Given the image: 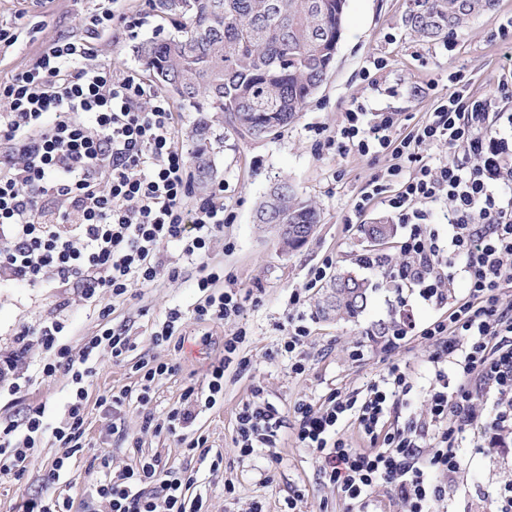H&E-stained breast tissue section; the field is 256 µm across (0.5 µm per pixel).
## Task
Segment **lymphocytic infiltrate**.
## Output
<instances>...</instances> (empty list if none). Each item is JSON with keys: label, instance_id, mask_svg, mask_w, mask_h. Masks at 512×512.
<instances>
[{"label": "lymphocytic infiltrate", "instance_id": "1", "mask_svg": "<svg viewBox=\"0 0 512 512\" xmlns=\"http://www.w3.org/2000/svg\"><path fill=\"white\" fill-rule=\"evenodd\" d=\"M126 32L141 19L124 0H97L76 39L60 38L25 70L0 83V282L30 287L79 288L80 298L97 306L104 323L80 350L63 338L66 323L54 319L35 338L43 355L42 375L64 373L70 399L60 421L45 420V405H29L16 419L0 422V472L22 476L44 437L63 452L45 475L46 487L70 477V459L83 448L88 387L98 373L100 352L123 361L133 344L112 325V301L131 288L153 287L162 274L161 244L174 241L183 258L201 272L200 321L221 323L238 317L236 291L217 290L223 270L211 268L209 251L224 230L223 185H215L195 207L189 157L177 145L178 126L169 98L145 84L136 71H119L98 58V43L114 26ZM451 88L414 132L396 134L394 113L368 118L363 106L347 111L340 152L386 154L384 170L356 197L352 213L362 216L381 201L406 233L399 244L405 262L396 278L418 288L423 299L454 306L446 320L422 329L432 340L436 382L422 394L424 422L389 427L392 410L413 391L406 371L390 364L364 395L331 392L323 401L299 399L293 406L295 439L316 454L321 474L337 496L358 512H374L383 488L406 512H443L449 478L461 467V446L477 433L494 451L512 440V113L499 127L489 118L496 101L475 99L463 71L449 74ZM446 144L452 161L435 163L420 149ZM448 227L440 240L435 223ZM467 294L453 299L457 278ZM237 331L224 339V355L212 364L204 385L189 384L181 401L162 421L145 416V426L176 437L210 471L222 455H208L206 438L193 425L202 410L224 394L228 369L243 372L250 360ZM136 389L121 388L99 398L112 413L114 441L128 438L125 417L133 403L151 398L156 380L171 372L166 363L140 359ZM254 388L235 418L233 441L240 456L276 447L284 419ZM349 420L372 442L351 447L339 433ZM431 454H424L425 445ZM196 471L155 458L120 471L103 468L87 485L84 506L98 512H202Z\"/></svg>", "mask_w": 512, "mask_h": 512}]
</instances>
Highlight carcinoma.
Masks as SVG:
<instances>
[{"instance_id":"cac0c4a2","label":"carcinoma","mask_w":512,"mask_h":512,"mask_svg":"<svg viewBox=\"0 0 512 512\" xmlns=\"http://www.w3.org/2000/svg\"><path fill=\"white\" fill-rule=\"evenodd\" d=\"M177 33L140 44L137 54L153 80L198 113L192 131V177L205 185L214 174L211 125L252 139L288 127L304 111L331 71L346 0H152ZM489 0H412L405 27L425 42L446 40L489 12ZM276 206L263 197L255 212L290 224H317L316 207L286 180L277 182ZM364 281L340 274L316 303L322 318L362 313Z\"/></svg>"}]
</instances>
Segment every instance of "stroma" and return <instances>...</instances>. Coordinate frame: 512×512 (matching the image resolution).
<instances>
[{"instance_id": "35a3bbf8", "label": "stroma", "mask_w": 512, "mask_h": 512, "mask_svg": "<svg viewBox=\"0 0 512 512\" xmlns=\"http://www.w3.org/2000/svg\"><path fill=\"white\" fill-rule=\"evenodd\" d=\"M409 6L410 0H347L329 78L300 118L280 135L248 139L225 129L221 121H213L216 178L224 183L229 222L223 237L212 244L209 263L223 269V285L238 291L242 311L223 324L196 320L192 310L199 298L196 280L200 273L196 266L179 261L174 244L161 245L162 259L176 263L178 277L164 276L153 287L132 288L123 300L113 303L111 319L113 324H125L137 353L175 365L176 370L158 381L148 404L133 405L126 417L129 439L119 446L108 434L111 419L97 400L111 390L134 385L137 375L131 361L116 363L110 353H102L98 374L88 388L86 446L72 457L75 479L64 489L73 503L72 512H84L85 484L97 475L99 456L106 452L118 469L135 465L141 457L155 456L163 463L196 470L198 489L209 512H247L255 500L263 503L266 512H280L284 497L298 489L304 497L297 512H349L321 478L318 458L298 448L292 429L282 432L275 450L279 461L272 464L263 453L240 457L232 439L233 424L256 385L263 386L265 397L285 413L301 398L319 400L333 389L365 390L394 362L405 368L415 387L427 385L433 376V345L421 331L446 318L447 306L423 300L418 289L397 287L390 266L363 265L360 258L371 247L357 227L347 223L353 200L371 175L386 167L387 160L339 153L336 142L345 112L355 101L372 112L398 113L397 132L404 135L426 119L437 97L447 94L450 72L465 71L471 95L492 92L497 76L512 65V45L498 34L500 25L512 17V0H498L493 11L460 31L450 54L442 42L418 41L404 26L402 18ZM94 7L93 0H0V29L17 36L14 44L0 42V83L28 66L53 40L80 36ZM131 8L143 17L136 37L124 33L106 37L99 45V58L117 68L139 70L143 64L135 52L138 43L171 35L173 29L140 0H133ZM376 58L383 59L385 66L371 85L363 71ZM280 179L288 180L320 213L313 236L296 250L283 249L275 232L253 220L257 202ZM327 260L332 263L331 275L349 273L373 285L369 303L358 317L324 320L317 315L315 302L322 289L309 287L308 282L311 270ZM301 289L308 292L303 311L309 335L301 349L306 370L298 374L275 351L283 337L288 297ZM65 294L71 299L66 308L59 304ZM405 304L418 329L397 345H388L376 328L381 323L393 325ZM172 308L184 313L177 331L184 344L178 352L150 342L157 324ZM52 318L69 325L66 341L76 350L96 334L100 324L97 308L81 301L76 289L64 292L0 284V358L21 347L22 328H34ZM240 329L246 332L243 351L251 367L239 376L227 373L223 400L200 414L196 423L211 453L224 458L220 470L213 473L208 464L189 456L175 437L144 429L143 417L150 413L164 418L179 404L187 385L204 382L210 365L224 355L225 336ZM358 346L363 347L364 356L355 361L350 352ZM39 355L35 347L30 358L19 361V393L0 390V419L30 404L43 403L57 411L67 404L68 377L37 374L34 360ZM59 453L52 438H44L22 477L0 474V512H23L25 496L40 490ZM507 478L512 479V457L464 447L461 469L448 489L451 512H489L486 491ZM228 481L235 486L234 494L224 491Z\"/></svg>"}]
</instances>
